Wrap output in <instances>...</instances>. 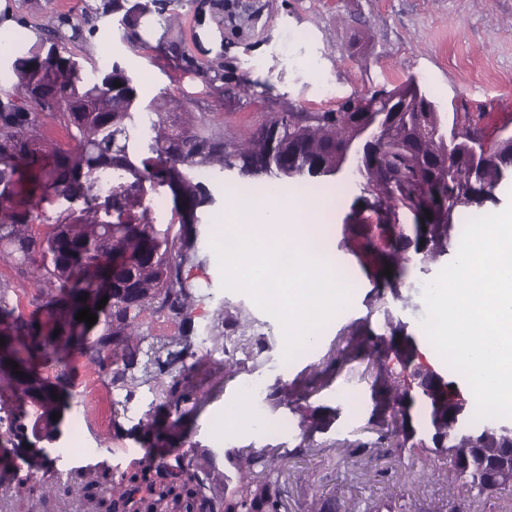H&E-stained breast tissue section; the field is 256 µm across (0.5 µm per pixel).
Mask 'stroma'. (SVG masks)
<instances>
[{
  "instance_id": "stroma-1",
  "label": "stroma",
  "mask_w": 512,
  "mask_h": 512,
  "mask_svg": "<svg viewBox=\"0 0 512 512\" xmlns=\"http://www.w3.org/2000/svg\"><path fill=\"white\" fill-rule=\"evenodd\" d=\"M104 0H6L16 25L10 34L34 44L52 20L64 15L93 16V33L67 50L85 69L120 61L135 75L141 93L153 98L167 92L188 108L195 128L237 142L282 112H325L355 95L390 91L416 80L421 90L447 114L485 113L481 126L487 138L512 134V0H157L137 29L139 41L129 47L117 17L103 19ZM173 26H166V19ZM270 48L273 60L265 80L249 79L239 49ZM358 53H350V45ZM288 92H280L281 82ZM236 171L227 170L207 187L211 205L196 212L197 258L182 274L195 292L187 318L145 313L146 334L163 338L186 336L192 353L183 369H172L161 382L134 387L126 407L113 405L112 364L89 363L72 352L70 367L77 399L84 412L79 439L83 447L70 455L53 450L54 467L85 468L91 486L75 495L56 489L49 496L17 487L13 473H32L36 485L48 478L32 470L29 453L12 452L0 466V512H104L111 487L97 482L95 467L106 462L114 478L125 476L126 452L144 456V424L155 414L179 422L181 446L166 451L168 461H195L203 449L216 451L219 471L234 475L223 452L278 445L294 448L301 441L299 414L292 408L270 410L254 402L260 426L249 433L222 431L217 418L226 402L252 381L292 384L306 394L310 407L340 408L339 417L313 433L311 448L285 460L279 474L281 512H307L313 496L336 495L352 512H364L369 501L385 502L389 512H512V491L476 497L450 488L447 463L428 484L398 480L390 463L357 465L341 458L355 442H373L383 434L368 426L373 402L371 382L375 359L357 355L367 333H383L387 316L423 335L428 273L409 270V288L401 298L391 293L372 297L374 273L363 267L350 234V215L360 194L357 179L346 173L324 178L322 190H342L338 205L325 209L318 227L328 240L333 259L357 288L352 304L339 311L318 332L315 348L292 360L283 358L282 331L277 321L244 294L222 290V274L214 260L213 242L224 221V197L240 186ZM0 280L14 288L19 312L30 315L41 302L40 285L24 275L0 252ZM266 349H257V337ZM178 383L182 401L173 402L168 386ZM361 402L359 414L343 411L348 394Z\"/></svg>"
}]
</instances>
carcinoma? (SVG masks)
Wrapping results in <instances>:
<instances>
[{"label": "carcinoma", "mask_w": 512, "mask_h": 512, "mask_svg": "<svg viewBox=\"0 0 512 512\" xmlns=\"http://www.w3.org/2000/svg\"><path fill=\"white\" fill-rule=\"evenodd\" d=\"M128 0H110L103 14L123 12L121 24L129 30L140 26L147 4L126 6ZM79 18L60 17L47 37L31 47L21 46L13 62L18 79L14 98L0 100V247L19 266L31 268L32 277L43 284L47 297L45 314L26 317L17 311L12 286L0 281V324L20 342L19 353L32 361L30 336L40 337L39 354L57 366L50 381L55 398L40 406L29 401L30 384L9 379L8 389L19 400L9 431L22 432V420L30 412L42 411L44 429L51 435L57 424L50 418L55 400H71L69 360L59 356V346H74L92 363L112 359V388L123 390L140 382H155L163 374L156 367L161 353L165 362L180 361L191 347L188 337L172 336L157 344L143 331V315L151 310L177 318L194 297L192 286L182 276V268L192 255L187 236L170 234L171 225L155 224L149 214V197L157 192L156 180L170 175L180 189L173 197L182 228L195 223L196 210L212 203L204 184L192 172L209 167L235 169L245 180L263 177L284 184L314 182L343 171L344 153L354 145L356 177L362 179L364 196L360 207L377 215L388 232L385 249L379 251L381 270L391 267V276L381 274V287L401 297L406 276L413 266L427 270L448 255L451 242L444 239L441 226L451 225L459 233L458 216L467 210L497 206L499 194L512 184V137L501 141L486 157H475L481 147L483 130L467 116L448 120L420 88L410 84L392 91L365 96L375 108L373 136L355 138L359 98L352 97L336 109L325 112H283L272 118L286 130L280 152L270 158L264 151V132L239 143L224 136L183 126L179 108H162L155 100L145 101L137 80L120 62L88 73L64 55L59 42L83 37ZM119 86H114V83ZM415 92L427 103L426 112H389L388 97ZM154 115L155 135L143 140L131 138L141 113ZM50 119L63 123L74 141L68 152L47 150L42 133ZM39 174L29 178L33 168ZM476 170L473 181L467 176ZM108 175L115 185L102 193L100 177ZM30 180L24 208L14 206L16 188ZM80 202L79 211L67 208L59 215L46 238L27 233L39 217L41 205L49 199ZM412 215L413 223H400V215ZM110 215L105 220L102 215ZM432 218H427V215ZM126 254L131 265L112 269V255ZM133 276L135 287L125 289L112 304L100 326L82 340L66 335L78 311L94 308L99 288L105 281L120 283ZM389 335L367 336L361 348L377 360L379 376L372 386V417L392 418V428L374 443H359L356 452L369 460L401 458L403 450L418 448L427 457H440L432 447L410 439L399 418L410 397L400 387L384 360L389 338L401 328L387 317ZM439 378L447 386L446 406L464 393L459 384L441 369ZM264 402L276 409L299 403L288 384L278 380L269 386ZM468 425L460 429L445 426L444 447H472L480 444L469 459L449 458L452 482L477 492L492 493L512 485V442L495 431L498 421L475 422L468 411ZM323 426L317 410L304 408L298 422L306 440L309 431ZM182 439L178 422L156 429L152 446L172 447ZM302 442L291 450L261 449L247 455L233 451L226 455L235 465L238 486L225 492L228 477L213 467L214 455L203 461L156 470L142 469L113 486V508L132 507L135 512H279L280 486L272 474L285 459L305 452Z\"/></svg>", "instance_id": "obj_1"}]
</instances>
